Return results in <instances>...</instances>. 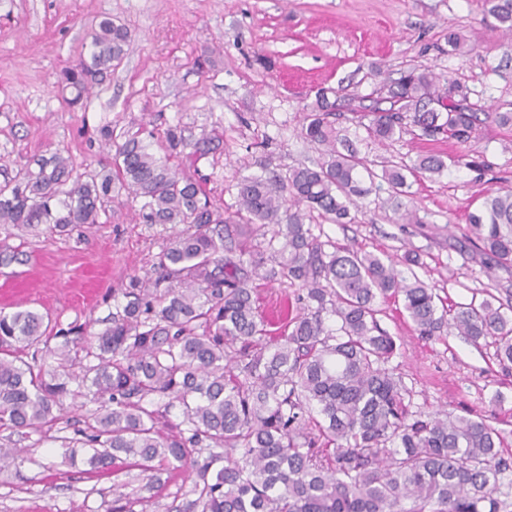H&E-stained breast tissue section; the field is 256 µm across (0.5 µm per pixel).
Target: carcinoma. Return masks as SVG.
Instances as JSON below:
<instances>
[{
	"mask_svg": "<svg viewBox=\"0 0 512 512\" xmlns=\"http://www.w3.org/2000/svg\"><path fill=\"white\" fill-rule=\"evenodd\" d=\"M488 9L495 30L511 40L512 0H488ZM90 37L89 58L62 74L72 106L106 81L130 41L110 18ZM340 101L338 91L321 88L304 108L301 134L325 147L321 160L283 176L241 178L234 210L211 202L201 178L172 169L139 132L116 141L101 131L114 154L98 169L56 150L1 183L0 224L23 234L98 223L118 184L141 201L139 222L164 226L169 242L155 256V279L134 277L119 289L125 303L86 347L97 363L79 373L83 327L59 330L53 364L36 372L16 350L41 341L45 316L0 313V427L41 428L76 381L98 403L85 440L89 470L130 460L153 481L207 450L192 501L200 512H508L512 462L500 456V431L483 417L410 412V391L390 366L396 342L380 328L375 304L400 299L421 336L489 339L505 367L512 305L492 296L441 308L436 289L413 269L417 258L406 256L402 270L374 254L341 251L305 223L314 211L343 223L377 177L401 196L406 174L440 176L460 160L420 154L410 166L382 165L379 176L331 121ZM351 112L369 118L368 138L383 147L408 131L464 143L488 123L512 129V108L480 112L465 88L418 68L384 81ZM161 145L170 156L190 148L201 157L223 140L204 132L191 142L169 126ZM468 224L466 239L493 268L512 267L511 188L487 195ZM258 281L300 284L310 311L271 336L254 298ZM175 402L184 428L164 436L159 408Z\"/></svg>",
	"mask_w": 512,
	"mask_h": 512,
	"instance_id": "obj_1",
	"label": "carcinoma"
}]
</instances>
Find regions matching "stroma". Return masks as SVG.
I'll return each mask as SVG.
<instances>
[{
  "label": "stroma",
  "mask_w": 512,
  "mask_h": 512,
  "mask_svg": "<svg viewBox=\"0 0 512 512\" xmlns=\"http://www.w3.org/2000/svg\"><path fill=\"white\" fill-rule=\"evenodd\" d=\"M131 33L127 51L84 105L70 107L61 72L89 52V32L102 18ZM486 12L485 0H0V182L57 149L97 168L111 152L100 131L115 133L180 126L187 138L216 131L217 153L171 166L195 167L211 200L234 206L240 177L282 174L315 165L321 150L300 134L303 108L318 88L343 96L371 93L388 77L418 67L465 87L472 103L512 102V47ZM467 50L450 52L449 31ZM336 125L362 156L412 163L419 153L483 160V172L450 167L443 175L410 177L407 202L420 218L405 224L385 205L389 188L370 194L335 224L310 221L340 249L402 259L417 254L416 272L447 306L487 295L512 303V269L487 271V259L465 240L467 217L487 189L512 187V130L490 124L460 143L424 142L412 134L380 147L352 113ZM135 202L114 189L97 224L69 233L17 237L0 228V243L27 259L0 266L17 281L0 308L49 313L53 324L103 329L115 293L131 277H153L166 242L157 226L133 219ZM376 318L399 346L391 364L411 392V412L439 410L488 418L503 432L502 455L512 461V372L492 345L449 333L427 339L401 303L378 301ZM97 405L69 395L53 421L18 434L0 428V445L16 443L24 461L0 470V512H187L195 468L171 469L158 484L123 466L87 472L67 464L62 443L78 439Z\"/></svg>",
  "instance_id": "obj_1"
}]
</instances>
